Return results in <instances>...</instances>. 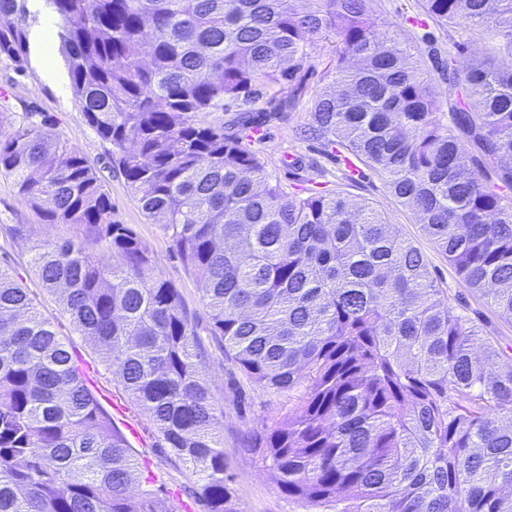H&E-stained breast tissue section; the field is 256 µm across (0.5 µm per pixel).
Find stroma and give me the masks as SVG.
<instances>
[{"mask_svg":"<svg viewBox=\"0 0 512 512\" xmlns=\"http://www.w3.org/2000/svg\"><path fill=\"white\" fill-rule=\"evenodd\" d=\"M374 10L379 24L396 26L399 40L411 48L423 76L438 78L425 37L433 35L443 49L447 48L449 37L446 30L423 18L419 0H374ZM330 54L331 46L324 42L313 51L301 96L284 90L273 101L262 99L252 105L250 147L262 159L267 180L292 191L338 192L351 202L379 210L401 237L421 250L444 286L467 303L468 314L478 323L483 336L496 339L499 346H512V322L498 317L465 286L447 259L422 234L412 212L390 193L384 177L365 167L359 177L350 178L342 158L326 141L303 137V129L312 121L314 99L331 86L332 79L325 74ZM0 104L20 117L28 112L37 121L49 117L57 135L81 152L111 196L116 219L129 225L146 245L162 277L178 288L187 307L195 313L200 336L208 337L209 310L200 282L177 256L170 230L143 215L124 178L110 168L108 146L86 123L71 88L47 84L34 65H26L24 72L18 73L8 62L1 61ZM290 156L302 158L304 169L286 166L284 160ZM15 224L24 225L22 237L12 235L10 228ZM73 233L72 227L63 224L41 223L24 205L12 181L0 177V269L35 292L43 315L61 326L67 344L94 381V393L102 396L103 407L108 409L115 403L124 407V414L115 416L114 421L121 430H137L138 436L130 444L141 475L148 477L150 489L158 494L162 512H204L201 503L188 493L195 482L190 471L168 451L158 448L152 428L128 399L119 376L102 363L84 336L68 326L58 297L40 287L32 265L35 247ZM210 354L205 373L216 404L224 411V469L231 477L236 512H301L300 506L280 491L256 455L247 451L253 435L287 412V394L256 387L235 364L225 361L218 349H211Z\"/></svg>","mask_w":512,"mask_h":512,"instance_id":"35a3bbf8","label":"stroma"}]
</instances>
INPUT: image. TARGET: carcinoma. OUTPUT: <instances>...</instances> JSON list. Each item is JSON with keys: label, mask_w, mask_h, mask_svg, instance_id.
I'll return each mask as SVG.
<instances>
[{"label": "carcinoma", "mask_w": 512, "mask_h": 512, "mask_svg": "<svg viewBox=\"0 0 512 512\" xmlns=\"http://www.w3.org/2000/svg\"><path fill=\"white\" fill-rule=\"evenodd\" d=\"M20 0H0V58L24 70ZM73 94L145 217L203 285L211 335L291 407L255 446L305 512H512V360L479 339L426 257L374 208L263 176L249 106L299 85L332 41L310 130L383 176L461 281L512 320V0H420L486 58L443 69L469 104L439 111L373 0H51ZM237 108L233 130L204 115ZM0 176L44 224L42 288L119 369L204 512H235L224 411L195 316L86 158L0 107ZM130 443L62 334L0 269V512H159L131 491Z\"/></svg>", "instance_id": "1"}]
</instances>
